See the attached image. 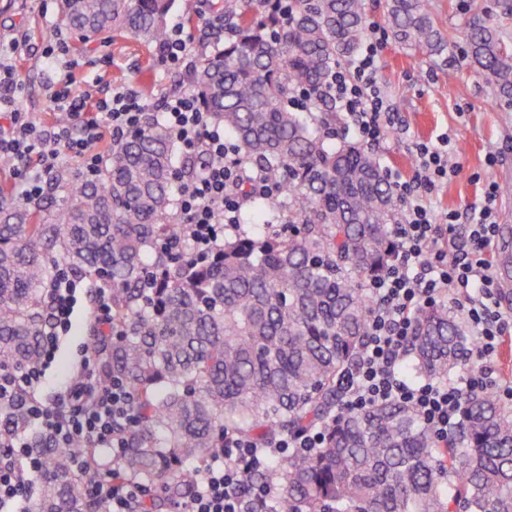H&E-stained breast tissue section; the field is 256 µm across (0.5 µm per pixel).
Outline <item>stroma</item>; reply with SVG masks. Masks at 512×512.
Returning a JSON list of instances; mask_svg holds the SVG:
<instances>
[{
  "instance_id": "stroma-1",
  "label": "stroma",
  "mask_w": 512,
  "mask_h": 512,
  "mask_svg": "<svg viewBox=\"0 0 512 512\" xmlns=\"http://www.w3.org/2000/svg\"><path fill=\"white\" fill-rule=\"evenodd\" d=\"M439 26L454 40L445 60L430 61L408 50L393 37H386L379 51L376 79L393 103L394 128L386 143L373 147L381 168L411 177L410 148L415 141L448 137L450 162L456 171L431 198L437 213L466 212L482 203L488 187H498L493 208L495 220L512 225V194H501L504 181H512V103L501 100L493 88L475 72L463 55L461 37L469 16L460 0H428ZM29 36L26 48L14 55L16 77L24 87L19 101L34 119L48 117L43 50L61 26L58 0H0V43L8 44L17 30ZM71 56L76 62L74 88L93 89L103 95L111 90L140 86L145 77L154 80V96L173 92L178 77L163 66L153 45L114 31L89 42L70 35ZM90 307L88 294H80V317L75 335L61 359L47 371L45 393L62 385L64 375L86 338Z\"/></svg>"
}]
</instances>
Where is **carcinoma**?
Here are the masks:
<instances>
[{
	"instance_id": "carcinoma-1",
	"label": "carcinoma",
	"mask_w": 512,
	"mask_h": 512,
	"mask_svg": "<svg viewBox=\"0 0 512 512\" xmlns=\"http://www.w3.org/2000/svg\"><path fill=\"white\" fill-rule=\"evenodd\" d=\"M428 0H388L394 38L430 59L448 54ZM172 0H61L60 24L83 39L113 29L159 45ZM193 26L224 34L201 47L185 90L280 183L248 199V219L287 213L286 229L239 234L191 258L176 246L174 185L197 173L156 115L112 139L89 173L60 164L36 198H0V369L38 362L49 288L60 271L112 288V343L98 346L103 382L135 395L120 424L125 448L108 470L137 478L159 512L193 494L224 430L255 438L321 431L320 447L273 463L275 512H512V407L467 392L451 448H437L407 405L343 408L338 385L366 338L367 283L394 257L399 201L363 146L331 143L336 112L292 108L317 94L366 32L363 0H182ZM466 58L512 101V48L489 6L475 8ZM470 340L446 306L422 308L402 367L411 381L445 383L468 364ZM27 427L23 399L5 411ZM40 469L25 512H108L89 495L100 461L77 472L69 449L31 438Z\"/></svg>"
}]
</instances>
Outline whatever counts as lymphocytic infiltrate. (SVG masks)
<instances>
[{"instance_id":"lymphocytic-infiltrate-1","label":"lymphocytic infiltrate","mask_w":512,"mask_h":512,"mask_svg":"<svg viewBox=\"0 0 512 512\" xmlns=\"http://www.w3.org/2000/svg\"><path fill=\"white\" fill-rule=\"evenodd\" d=\"M379 29H369L362 51L338 64L319 98L298 101L299 110L317 100L331 102L353 135L367 145L387 140L394 126L392 102L376 81ZM50 89L48 109L53 121H38L19 111L23 87L15 78L11 54L0 53V156L14 159L12 177L25 197L42 188L43 172L58 162L56 146L80 159L84 170L102 160L100 147L112 136L138 126L144 106L133 87L97 97L92 91L73 93L68 42L55 38L44 50ZM157 110L186 159L203 155L209 162L201 174L180 182L176 213L184 226L188 252L208 251L226 231L239 227L243 202L237 188L248 169L231 136L214 125L198 98L189 92L161 98ZM413 175L392 174L396 195L403 205L402 220L393 225L396 254L385 272L371 281L374 305L367 321L365 343L353 366L342 376L343 402L348 408L397 401L414 409L427 426L436 447L452 441L466 392L492 389L503 381L499 351L512 330V313L502 310L491 260L496 232L492 197L473 207L467 223L457 212L437 215L429 197L452 168L448 140L418 142ZM81 283L58 277L52 290L49 328L43 338L40 361L26 370L0 376V404L15 394L28 395V422L52 435L57 446L74 448L72 468L83 470L91 455L109 452L120 457L125 446L116 432L118 422L134 414V395L125 386L100 382L101 360L91 345H83L64 389L53 398L42 395L44 371L63 336L72 327L75 293ZM452 301L471 327L475 340L472 357L479 375L448 383H415L401 371L415 316L421 306ZM321 433L279 435L258 441L239 432L224 433V450L201 472L200 488L177 503L175 512H251L254 503L266 504L278 495L275 482L247 481V474L268 469L271 460L319 447ZM12 466L0 468V512H23L22 501L32 487L27 470L37 462L19 431L0 438ZM91 492L109 504V512H140L143 487L136 481H116L102 475Z\"/></svg>"}]
</instances>
